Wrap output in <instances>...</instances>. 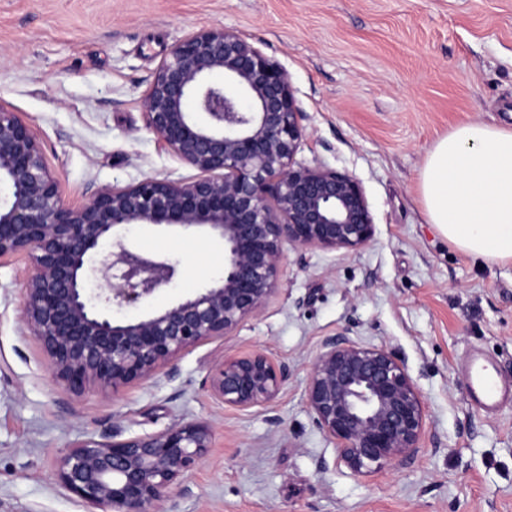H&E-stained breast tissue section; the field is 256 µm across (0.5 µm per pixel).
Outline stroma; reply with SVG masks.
I'll use <instances>...</instances> for the list:
<instances>
[{"label": "stroma", "instance_id": "1", "mask_svg": "<svg viewBox=\"0 0 512 512\" xmlns=\"http://www.w3.org/2000/svg\"><path fill=\"white\" fill-rule=\"evenodd\" d=\"M212 26L287 69L306 130L298 160L354 176L375 234L353 252L285 246L259 316L183 353L176 378L116 398L53 381L21 322L26 262L0 266V512H87L57 481L67 447L192 421L213 446L159 512H512V401L482 411L463 371L477 351L512 385V264L450 246L419 195L427 153L451 128L512 124V0H0V105L34 127L67 203L147 176L196 177L147 128L142 99L173 46ZM129 236L190 265L124 308L129 318L224 266L199 236ZM338 334L404 361L426 407L412 459L356 473L314 424L311 363ZM255 351L287 366L278 397L247 410L214 399L209 364Z\"/></svg>", "mask_w": 512, "mask_h": 512}]
</instances>
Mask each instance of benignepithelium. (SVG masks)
I'll use <instances>...</instances> for the list:
<instances>
[{
    "mask_svg": "<svg viewBox=\"0 0 512 512\" xmlns=\"http://www.w3.org/2000/svg\"><path fill=\"white\" fill-rule=\"evenodd\" d=\"M224 82L210 80L214 73ZM146 126L199 175L146 176L65 202L35 129L0 105V265L29 262L21 321L46 355L52 379L73 395L117 396L178 357L258 316L277 290L284 244L354 251L374 236L355 177L297 160L305 138L288 71L223 27L193 33L160 63L142 100ZM203 235L224 248L222 275L132 319L114 308L150 300L188 273L145 252L133 229ZM101 277L105 287L88 288ZM288 367L263 352L224 358L206 383L242 410L273 402ZM307 402L315 425L357 473L410 459L425 436V403L404 362L384 347L327 338L312 362ZM212 447L201 422L145 436L78 442L56 477L98 512H156Z\"/></svg>",
    "mask_w": 512,
    "mask_h": 512,
    "instance_id": "benign-epithelium-1",
    "label": "benign epithelium"
}]
</instances>
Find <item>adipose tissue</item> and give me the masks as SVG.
Returning a JSON list of instances; mask_svg holds the SVG:
<instances>
[{"mask_svg": "<svg viewBox=\"0 0 512 512\" xmlns=\"http://www.w3.org/2000/svg\"><path fill=\"white\" fill-rule=\"evenodd\" d=\"M419 192L427 223L477 261L512 262V128L482 120L430 149Z\"/></svg>", "mask_w": 512, "mask_h": 512, "instance_id": "adipose-tissue-1", "label": "adipose tissue"}]
</instances>
